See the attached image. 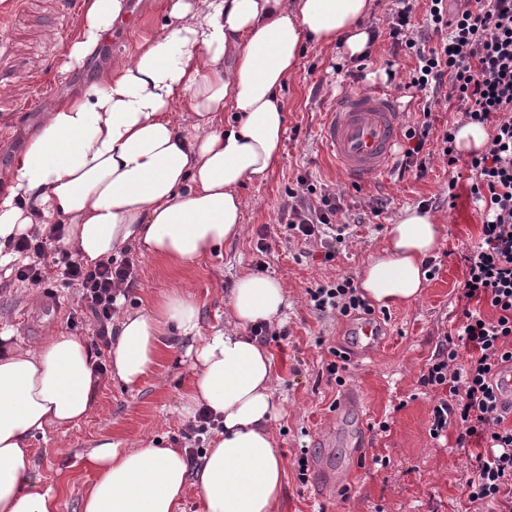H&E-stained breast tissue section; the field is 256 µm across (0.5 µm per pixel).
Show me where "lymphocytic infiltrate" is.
<instances>
[{"mask_svg": "<svg viewBox=\"0 0 512 512\" xmlns=\"http://www.w3.org/2000/svg\"><path fill=\"white\" fill-rule=\"evenodd\" d=\"M388 37L394 52L414 57L404 81L388 70L397 90L422 99L423 117L405 131L409 142L402 170L424 176L432 157L471 174L469 196L483 215L480 241L466 248L463 295L470 307L455 331L446 333L420 376L434 390L429 435L438 440L455 433L456 445L477 447L478 465L465 482L470 504L491 512H512V406L503 402L500 380L512 371V0H428L424 27L414 22L412 0H395ZM457 101L466 122L490 130L484 150L462 154L454 126L434 131L432 108ZM339 197L322 195L317 207L292 208L287 227L301 240H319L325 259L336 256L346 239L338 224ZM46 238H20L11 265L18 280H43ZM64 284L80 288L93 320L107 326L121 308L130 264L86 266L65 255L55 260ZM317 311L359 320L374 309L346 277L307 291Z\"/></svg>", "mask_w": 512, "mask_h": 512, "instance_id": "lymphocytic-infiltrate-1", "label": "lymphocytic infiltrate"}]
</instances>
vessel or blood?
I'll use <instances>...</instances> for the list:
<instances>
[{
	"label": "vessel or blood",
	"instance_id": "b4317fda",
	"mask_svg": "<svg viewBox=\"0 0 512 512\" xmlns=\"http://www.w3.org/2000/svg\"><path fill=\"white\" fill-rule=\"evenodd\" d=\"M397 100L383 90L348 92L328 112L320 138L336 168L348 180L366 184L392 165L402 125ZM377 321L359 323L356 332L361 356H372L380 336Z\"/></svg>",
	"mask_w": 512,
	"mask_h": 512
}]
</instances>
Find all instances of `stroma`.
I'll use <instances>...</instances> for the list:
<instances>
[{"mask_svg":"<svg viewBox=\"0 0 512 512\" xmlns=\"http://www.w3.org/2000/svg\"><path fill=\"white\" fill-rule=\"evenodd\" d=\"M79 0H0V175L23 149L28 134L56 97L86 87L110 64L128 62L137 41L160 29L164 15L153 0H140L138 24L120 34L116 44L98 45L82 68L59 73L74 28ZM392 0H374L365 24L379 31L369 61L341 58L338 52L306 43L299 67L282 90L287 104L286 133L279 162L265 178L247 183L240 239L225 244L180 273L128 246L118 262L134 266L136 282L124 303L139 310L156 296L187 283L198 306L202 335L224 325V310L237 277L255 272L276 278L285 290L288 307L283 335L268 337L274 357L272 399L278 410L272 422L286 473L277 512H466L461 484L477 465L470 454L436 441L428 433L434 394L419 383L420 373L441 337L457 326L464 281L463 248L479 240L482 215L468 195L470 173L432 160L423 178L389 168L375 182L354 186L346 182L326 155L319 131L326 112L346 91L387 88L383 70L395 60L400 73L415 64L408 56L392 57L384 31ZM456 180V199H449L448 182ZM311 185L308 200L318 205L322 195H344L340 223L351 235L327 262L319 241L291 238L286 227L293 200L291 191ZM427 201L445 226L444 241L432 260L438 271L414 304L376 308L384 316V345L374 357L354 353L349 320L316 313L307 291L319 284L357 276L366 259L385 243L386 229L400 212ZM269 250L260 253L258 240ZM44 284L35 286L0 276V332L27 347L63 330L85 337L98 359L106 349L96 342V326L81 313L78 288L55 281L46 267ZM60 298L61 312L43 315L36 304L44 289ZM169 348L143 382L126 385L103 380L97 408L66 429L49 430L32 441L33 462L44 481L62 487L59 512H81V500L93 480L85 454L104 437L125 448H193L198 444L193 421L181 414V396L192 380L189 341L171 334ZM351 349L353 356L345 386L324 372L329 348ZM358 393L360 404L338 408L345 391ZM388 431L376 430L378 422ZM308 457V480H301L297 460ZM329 471L343 480L345 491L319 487L314 475Z\"/></svg>","mask_w":512,"mask_h":512,"instance_id":"1","label":"stroma"}]
</instances>
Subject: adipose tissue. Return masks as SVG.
Wrapping results in <instances>:
<instances>
[{"instance_id":"ef3b65f1","label":"adipose tissue","mask_w":512,"mask_h":512,"mask_svg":"<svg viewBox=\"0 0 512 512\" xmlns=\"http://www.w3.org/2000/svg\"><path fill=\"white\" fill-rule=\"evenodd\" d=\"M373 0H163L166 22L137 42L129 62L99 70L62 96L0 179V266L19 236L60 224L59 248L88 265L126 245L186 268L243 233L240 189L278 162L286 132L281 94L305 42L357 58ZM126 9L125 0H81L62 71L80 67ZM441 226L406 208L386 245L364 262L372 301H417ZM280 283L241 275L223 328L201 335L187 287L120 313L108 348L113 378L141 382L166 336L190 339L193 379L182 410L207 408L224 425L189 466L179 448H122L101 440L87 454L94 478L82 512H179L194 487L204 512H276L285 469L270 423L273 357L251 328L281 323ZM0 333V512H58L60 490L35 469L30 441L97 406V361L84 338L54 332L26 348Z\"/></svg>"}]
</instances>
